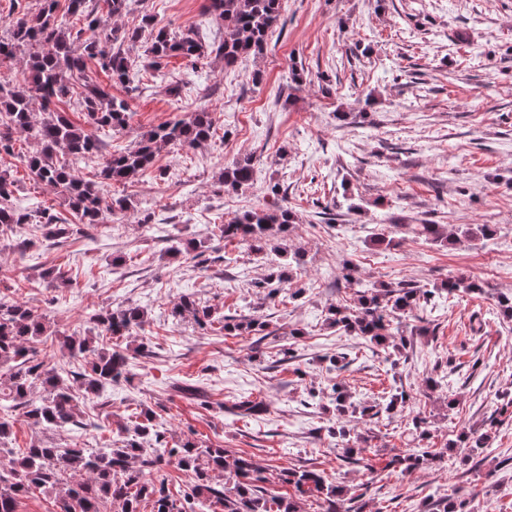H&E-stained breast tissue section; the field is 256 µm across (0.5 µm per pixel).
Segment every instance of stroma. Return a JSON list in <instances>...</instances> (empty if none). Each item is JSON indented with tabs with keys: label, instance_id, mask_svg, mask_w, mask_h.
Masks as SVG:
<instances>
[{
	"label": "stroma",
	"instance_id": "35a3bbf8",
	"mask_svg": "<svg viewBox=\"0 0 512 512\" xmlns=\"http://www.w3.org/2000/svg\"><path fill=\"white\" fill-rule=\"evenodd\" d=\"M92 5L98 38L146 15L176 33L201 31L209 43L224 32L197 0H132L115 18L104 0ZM134 71L131 91L95 64L85 70V80L129 105L126 127L102 136L103 153L202 111L213 117L214 137L196 149L161 147L151 169L111 185L109 195L132 207L109 223L23 253L0 237V291L15 288L56 338L87 335L89 315L103 308L146 313L141 330L116 341L134 359L130 378L98 396L76 390L79 423L66 430L18 420L12 448L36 438L98 448L150 409L170 445L189 438L251 457L274 494L294 493L277 482L281 469L306 467L360 491L349 512H438L457 490L468 512H512L505 461L512 416L501 409L503 395H512V320L498 304L512 296V0H284L263 54L235 68L209 54L195 63L168 58L163 82L142 59ZM172 82L180 86L175 97ZM15 149L0 155V169L11 170L17 198L67 213L61 196L29 179L20 161L33 144L20 139ZM244 156L253 161L252 184L224 193V168ZM275 203L295 215L281 243L301 252L302 263L287 289L270 296L254 282L278 255L224 239L219 226ZM423 223L446 230L492 224L496 233L440 245L396 230ZM378 235L393 245L373 244ZM181 241L200 243L201 255L174 253ZM348 265L352 284L343 278ZM51 268L66 272L70 286L46 278ZM461 276L482 293L444 295L394 320L393 333L413 338L403 356L327 322L330 307L354 308L358 288L405 281L426 290ZM185 294L211 307L214 323L173 316ZM222 318L265 321L268 336L225 332ZM143 348L148 356H140ZM338 352L347 355L341 371L330 361ZM336 382L368 404L396 389L407 395L394 415L346 424L367 435L371 468L344 459L330 433L336 414L328 391ZM183 385L204 388L208 405L180 393ZM311 389L323 397L308 408ZM243 398L263 402L265 412L231 415ZM416 417L428 432L422 442ZM469 429L491 436L473 461L456 449L410 475L385 467L405 449L437 450Z\"/></svg>",
	"mask_w": 512,
	"mask_h": 512
}]
</instances>
